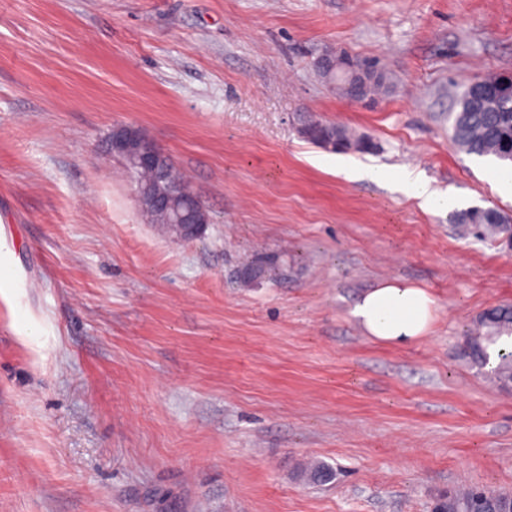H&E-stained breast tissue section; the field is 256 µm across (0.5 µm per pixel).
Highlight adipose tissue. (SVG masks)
<instances>
[{"mask_svg":"<svg viewBox=\"0 0 512 512\" xmlns=\"http://www.w3.org/2000/svg\"><path fill=\"white\" fill-rule=\"evenodd\" d=\"M435 312L436 301L427 289L393 279L360 295L351 315L373 342L402 347L429 334Z\"/></svg>","mask_w":512,"mask_h":512,"instance_id":"adipose-tissue-1","label":"adipose tissue"}]
</instances>
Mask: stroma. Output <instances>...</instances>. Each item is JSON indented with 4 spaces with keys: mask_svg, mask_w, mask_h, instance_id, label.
<instances>
[{
    "mask_svg": "<svg viewBox=\"0 0 512 512\" xmlns=\"http://www.w3.org/2000/svg\"><path fill=\"white\" fill-rule=\"evenodd\" d=\"M328 50L377 60L387 93L343 96ZM508 72L512 0H0V512H432L512 490V390L460 354L512 304V244L451 221L512 200L450 139L461 92ZM312 120L349 146L305 138ZM120 124L186 175L202 237L141 215L106 149ZM339 155L454 204L345 180ZM388 278L433 294L422 341L353 320ZM396 179L411 191L412 196L420 199L422 206L429 211H437L451 205V198L447 194L432 191L428 180L420 172L406 169L398 174ZM443 512H504L512 506V491L489 488H457L441 498Z\"/></svg>",
    "mask_w": 512,
    "mask_h": 512,
    "instance_id": "35a3bbf8",
    "label": "stroma"
}]
</instances>
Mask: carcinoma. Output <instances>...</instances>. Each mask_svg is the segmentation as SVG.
Returning a JSON list of instances; mask_svg holds the SVG:
<instances>
[{
    "instance_id": "obj_1",
    "label": "carcinoma",
    "mask_w": 512,
    "mask_h": 512,
    "mask_svg": "<svg viewBox=\"0 0 512 512\" xmlns=\"http://www.w3.org/2000/svg\"><path fill=\"white\" fill-rule=\"evenodd\" d=\"M363 96L374 95L384 84V74L366 72ZM459 110L452 114L453 139L455 144L469 155L492 156L498 161L512 163V96L498 97V110L483 111L481 104L468 91H463L458 100ZM305 134L319 143L336 138V126L312 121ZM138 184L149 189L181 186L189 189L188 182L176 171L174 165L163 170L141 168L135 174ZM187 205L184 198L175 200L166 211L145 214L152 224H166L173 219L174 212ZM458 231L464 236L478 239L498 237L512 231V219L496 208H469L454 217ZM512 338V306L504 305L482 312L475 320L473 329L466 336L463 355L480 367L491 365V373L499 384L507 389L512 386V350L500 348L496 359H491L490 349L504 338ZM305 476L315 484L332 479V470L321 463L305 469ZM444 512H507L512 507V491L489 488H457L441 498Z\"/></svg>"
}]
</instances>
